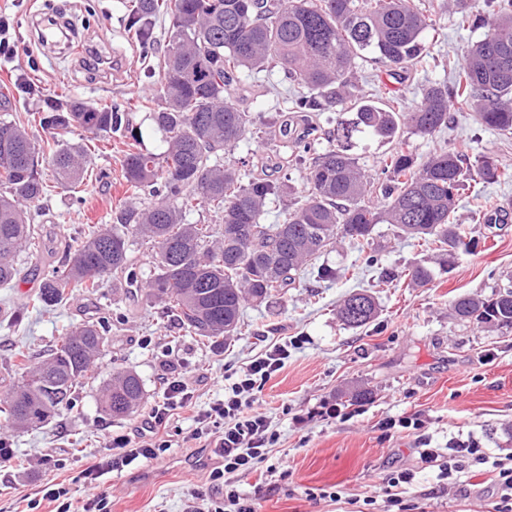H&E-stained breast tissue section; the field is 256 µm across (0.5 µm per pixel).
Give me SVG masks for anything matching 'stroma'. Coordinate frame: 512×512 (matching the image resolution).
<instances>
[{
	"instance_id": "stroma-1",
	"label": "stroma",
	"mask_w": 512,
	"mask_h": 512,
	"mask_svg": "<svg viewBox=\"0 0 512 512\" xmlns=\"http://www.w3.org/2000/svg\"><path fill=\"white\" fill-rule=\"evenodd\" d=\"M130 5L131 0H0V37L12 48L0 60V119L25 126L44 145L52 136L35 123V113L45 110L50 99L82 100L118 107L137 131L130 139L121 131L75 130L69 142L87 149L90 157L85 184L67 188L47 178L43 198L28 208L48 253L39 260L21 257L24 279L0 286V394L21 372L11 358L15 349L25 350L31 362L41 361L48 345L69 328L96 320L108 323L109 346L71 406L37 428L0 430L15 450L11 463L0 468V512H51L42 499L49 483L68 487L78 505L92 496L80 472L105 455L108 435L136 433L146 416L141 410L115 420L100 411V389L114 371L137 372L153 401L168 366H175L193 388L196 408L204 409L220 395L226 370L245 367L266 345L287 338L300 344L289 347L285 366L266 382L257 402L279 436L269 454L271 467L236 479L257 512H387L392 493L411 512H495L499 493L491 464L512 457V331L458 320L451 301L468 293L492 297L512 278V219L491 224L485 210L512 199V181H480L461 198L460 222L479 245L449 255L427 285L409 288L400 279L427 260L421 243L388 231L372 258L345 243L324 258L336 269L335 277L319 278L309 268L272 302L247 305L242 332L229 343L185 335L164 303L146 290L116 291L108 281L94 291L75 289L60 305L40 311L30 307L43 278L61 266L63 244L76 243L94 225L111 223L126 202L122 160L129 149L159 153L165 148L163 132L140 103L159 88L170 22L156 18L151 44H142L127 25ZM466 6L468 25H460L454 13L437 16L435 29L423 35L424 61L404 78L359 62L360 92L412 102L430 84L451 81L464 51L483 38L490 16L487 0H466ZM56 8L73 23L76 44L93 46L116 60V67L89 71L74 47L39 43L37 27ZM300 91L276 66L242 73L231 99L261 125L283 98ZM301 133L294 123L273 137L246 135L227 158L245 178L290 182L296 199H303L305 167L278 165L279 155L292 151ZM405 148L419 161L446 148L473 158L488 155L512 169V136L482 126L469 112H451L442 132L432 138L409 136ZM358 289L377 297L380 313L366 328L353 331L337 319L336 303ZM358 390L367 391V398L354 399ZM327 400L339 404L346 419L320 416L318 408ZM413 415L425 422L421 433L401 429L388 436L381 429L386 419ZM174 426L183 439L166 459L109 476L112 512H183L190 488L205 486L214 457L189 441L190 412L181 413ZM469 439L488 461L471 465L468 481L455 486L419 457L421 442L444 449L449 442ZM61 459L66 462L62 468L57 465ZM282 470L287 480H280ZM405 470L413 473L412 483L390 487V477ZM369 496L375 497L374 505H366Z\"/></svg>"
}]
</instances>
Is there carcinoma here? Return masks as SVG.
<instances>
[{
  "instance_id": "cac0c4a2",
  "label": "carcinoma",
  "mask_w": 512,
  "mask_h": 512,
  "mask_svg": "<svg viewBox=\"0 0 512 512\" xmlns=\"http://www.w3.org/2000/svg\"><path fill=\"white\" fill-rule=\"evenodd\" d=\"M498 6L483 39L472 45L455 69L451 84H432L421 100L398 109L359 95L354 73L358 59L369 58L393 78L425 54L424 31L434 13L420 0H133L131 28L146 43L149 24L159 15L170 21L154 119L166 148L155 153L131 150L123 160L129 203L115 213L116 223L91 231L52 270L33 299L36 308L68 300L75 288H101L112 276L122 287L132 247L147 245L154 266L145 279L149 296L167 304L189 335L228 340L240 332L242 307L261 305L296 282L310 261L345 240L369 250L379 247L378 225L394 235L436 247L438 264L446 255L475 247L464 241L455 218L460 197L478 171L489 179L512 173L486 155L474 159L439 150L417 162L404 150L410 135L432 137L448 126L450 106L472 112L478 122L512 135V0H488ZM275 64L309 94L283 101L293 105L309 130L313 117L336 107L351 112L330 132L336 147L309 156L301 140L290 162L306 164L308 194L285 208L281 224H265L270 204L284 202L295 188L263 178L243 181L233 163L217 156L231 150L253 130L252 113L229 101L227 91L244 71L261 72ZM123 114L80 101L49 107L39 125L55 131L58 149L51 155L56 181L75 187L83 182L88 157L80 146L64 143L77 128L109 133L122 127ZM0 154L13 157L0 173V286L20 278L19 256L41 257L35 226L26 206L40 200L46 184L43 152L27 128L1 121ZM369 133L395 144L383 159L386 180L377 182L351 154L354 137ZM159 200L137 205L141 192ZM206 207L217 224H187V214ZM233 225L236 233L223 227ZM411 284L424 286L433 270L417 264ZM457 318H474L497 329H512V285L486 300L477 295L453 299ZM336 316L359 329L379 316L375 298L364 292L346 296ZM108 347L100 322H84L53 342L46 359L26 368L6 397L0 415L16 430L45 423L61 405L70 406L88 379L93 362ZM146 401L143 380L131 370L114 373L103 387L101 411L122 419Z\"/></svg>"
}]
</instances>
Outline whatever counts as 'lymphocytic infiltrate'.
<instances>
[{"mask_svg":"<svg viewBox=\"0 0 512 512\" xmlns=\"http://www.w3.org/2000/svg\"><path fill=\"white\" fill-rule=\"evenodd\" d=\"M287 358V345H274L225 386L222 395L207 408L196 411L190 438L209 449L218 464L208 475L206 492L192 491L183 512H255L252 501L238 492L233 479L258 470L267 462L278 440L268 417L255 409L254 395L272 374L284 367ZM193 398V390L180 373L169 371L138 439L125 435L109 437L110 454L82 471V479L91 484L132 464L163 458L173 446L170 421L174 415L191 409ZM419 455L422 462L439 467L445 479L464 472L467 462L484 461L480 448L465 442L445 453L437 448H423Z\"/></svg>","mask_w":512,"mask_h":512,"instance_id":"obj_1","label":"lymphocytic infiltrate"}]
</instances>
